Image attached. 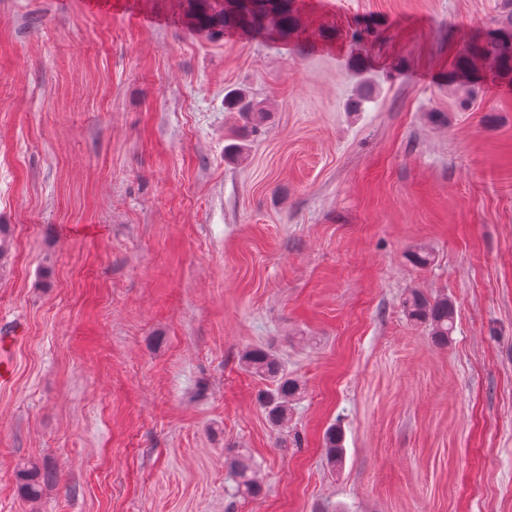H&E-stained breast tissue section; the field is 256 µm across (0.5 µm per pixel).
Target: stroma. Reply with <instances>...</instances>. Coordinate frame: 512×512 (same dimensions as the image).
<instances>
[{
    "label": "stroma",
    "mask_w": 512,
    "mask_h": 512,
    "mask_svg": "<svg viewBox=\"0 0 512 512\" xmlns=\"http://www.w3.org/2000/svg\"><path fill=\"white\" fill-rule=\"evenodd\" d=\"M293 4L214 40L189 0H0V512H512V84L454 67L512 0ZM232 88L269 112L241 160ZM402 310L412 322L424 326L434 341L448 343L455 326V308L448 297H429L418 289L410 290L402 299ZM242 360L248 372L269 384L268 389L258 394V400L269 423L282 429L288 424V411L292 402L301 393L299 380L288 376L276 355L265 348L248 350ZM229 466L237 489L242 495L254 497L260 494L261 484L249 459L243 454H238L230 459Z\"/></svg>",
    "instance_id": "35a3bbf8"
}]
</instances>
